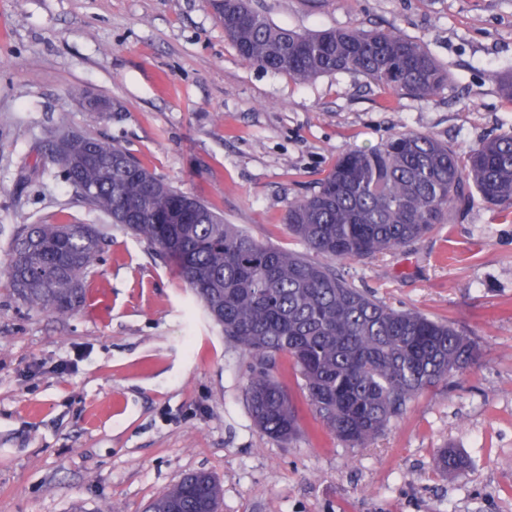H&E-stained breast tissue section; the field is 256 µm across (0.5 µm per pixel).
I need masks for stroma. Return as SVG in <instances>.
Listing matches in <instances>:
<instances>
[{
	"mask_svg": "<svg viewBox=\"0 0 512 512\" xmlns=\"http://www.w3.org/2000/svg\"><path fill=\"white\" fill-rule=\"evenodd\" d=\"M281 27L399 31L448 73L429 100L349 72L299 82L246 64L207 0H0V512H145L210 473L221 512H512V209L473 197L412 244L342 262L356 287L448 321L481 357L414 396L365 448L315 418L300 375L290 443L246 399L249 360L206 318L177 268L86 205L47 150L59 114L119 143L255 239L305 252L289 203L341 152L405 129L466 151L512 129L496 77L512 72V0H255ZM112 100L104 117L71 100ZM25 224H97L107 245L89 305L38 312L8 279ZM464 455L456 477L439 449Z\"/></svg>",
	"mask_w": 512,
	"mask_h": 512,
	"instance_id": "35a3bbf8",
	"label": "stroma"
}]
</instances>
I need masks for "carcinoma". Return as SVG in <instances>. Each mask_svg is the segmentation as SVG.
I'll return each instance as SVG.
<instances>
[{
  "label": "carcinoma",
  "mask_w": 512,
  "mask_h": 512,
  "mask_svg": "<svg viewBox=\"0 0 512 512\" xmlns=\"http://www.w3.org/2000/svg\"><path fill=\"white\" fill-rule=\"evenodd\" d=\"M219 20L243 61L301 82L350 72L420 99L448 84L430 52L396 31L299 33L273 25L250 0H224ZM65 124L59 117L48 144L61 176L87 205L176 263L225 339L249 356L247 400L267 434L288 441L300 430L296 406L272 375L279 356L299 372L322 424L351 448L371 443L408 400L480 358L477 344L452 326L392 310L332 266L256 240L119 144ZM475 192L512 205V128L465 154L413 130L375 148L347 149L317 190L288 205L285 223L316 254L358 260L454 223ZM104 241L89 224H28L14 240L10 286L39 310L69 313L85 298ZM436 463L451 475L467 469L450 448ZM220 500L211 476L192 473L148 512H219Z\"/></svg>",
  "instance_id": "carcinoma-1"
}]
</instances>
